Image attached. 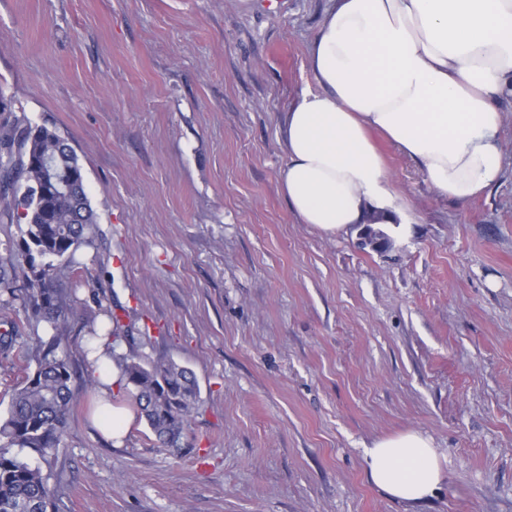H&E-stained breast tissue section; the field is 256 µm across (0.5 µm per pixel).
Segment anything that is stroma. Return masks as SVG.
Listing matches in <instances>:
<instances>
[{
    "instance_id": "1",
    "label": "stroma",
    "mask_w": 512,
    "mask_h": 512,
    "mask_svg": "<svg viewBox=\"0 0 512 512\" xmlns=\"http://www.w3.org/2000/svg\"><path fill=\"white\" fill-rule=\"evenodd\" d=\"M330 0H0L13 116L83 166L97 236L66 314L72 390L49 475L63 512H512V98L499 181L461 205L384 138L411 209L335 235L280 190V125L313 86ZM121 349L188 368L178 447L95 426L82 352L98 305ZM429 437L444 478L418 504L370 480L365 450Z\"/></svg>"
}]
</instances>
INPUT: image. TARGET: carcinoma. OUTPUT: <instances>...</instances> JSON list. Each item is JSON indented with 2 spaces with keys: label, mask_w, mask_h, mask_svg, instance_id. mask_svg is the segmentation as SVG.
I'll list each match as a JSON object with an SVG mask.
<instances>
[{
  "label": "carcinoma",
  "mask_w": 512,
  "mask_h": 512,
  "mask_svg": "<svg viewBox=\"0 0 512 512\" xmlns=\"http://www.w3.org/2000/svg\"><path fill=\"white\" fill-rule=\"evenodd\" d=\"M2 196L17 215L20 235L14 262L0 265V354L22 362L27 374L0 417V512H59L48 476L9 449L28 448L43 458L59 451L71 413L70 364L59 327L74 310L77 279L86 271L78 251L90 242L96 217L78 156L45 125H0ZM107 317L88 321L86 342L103 331L119 341L109 330L119 316L109 310ZM42 324L54 330L47 340L31 336ZM108 355L138 418L163 444L177 447L196 409L192 372L172 360L146 363L114 349Z\"/></svg>",
  "instance_id": "obj_1"
}]
</instances>
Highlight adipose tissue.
<instances>
[{"label":"adipose tissue","instance_id":"adipose-tissue-1","mask_svg":"<svg viewBox=\"0 0 512 512\" xmlns=\"http://www.w3.org/2000/svg\"><path fill=\"white\" fill-rule=\"evenodd\" d=\"M315 86L284 116L279 185L301 223L325 234L391 224L409 205L372 132L412 160L440 196L464 204L500 178L501 98L512 92V0H332L308 59ZM372 483L417 503L442 460L409 431L366 453Z\"/></svg>","mask_w":512,"mask_h":512}]
</instances>
